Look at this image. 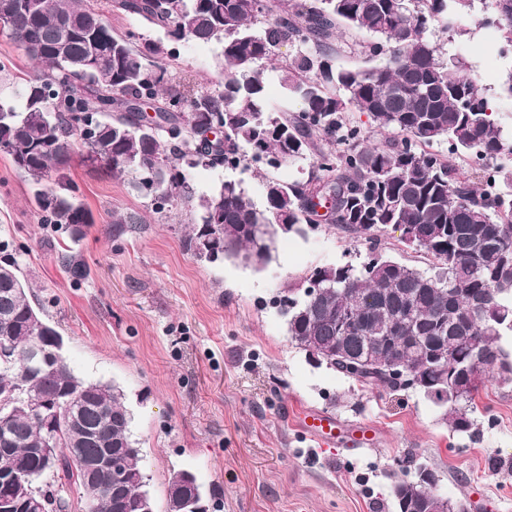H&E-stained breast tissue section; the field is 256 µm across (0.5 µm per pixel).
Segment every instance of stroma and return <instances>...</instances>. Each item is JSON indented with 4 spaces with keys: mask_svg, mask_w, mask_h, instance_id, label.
Masks as SVG:
<instances>
[{
    "mask_svg": "<svg viewBox=\"0 0 512 512\" xmlns=\"http://www.w3.org/2000/svg\"><path fill=\"white\" fill-rule=\"evenodd\" d=\"M491 15L484 0L461 24L472 70L496 118L510 126L512 99L501 85L512 47L488 25ZM162 63L173 76L213 87L224 75L216 42L180 45ZM69 175L94 220L76 242L42 224L32 186L0 153V244L61 332L74 373L123 390L157 512L181 470L195 476L208 512H396L390 487L412 461L438 470L439 494L467 512H512V382L487 377L477 428L459 433L423 393L361 387L310 362L289 339L280 298L314 268L363 261L365 242L323 227L278 235L259 270L238 260L201 262L181 246L188 218L180 211L153 214L128 182L79 154ZM224 180L243 181L262 201L256 172L200 169L191 184L202 193ZM127 212L140 215V230L113 235V214ZM67 244L88 268L78 283L56 261ZM298 408L372 425L375 442L359 451L318 444L289 418Z\"/></svg>",
    "mask_w": 512,
    "mask_h": 512,
    "instance_id": "1",
    "label": "stroma"
}]
</instances>
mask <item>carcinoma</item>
Wrapping results in <instances>:
<instances>
[{
	"label": "carcinoma",
	"mask_w": 512,
	"mask_h": 512,
	"mask_svg": "<svg viewBox=\"0 0 512 512\" xmlns=\"http://www.w3.org/2000/svg\"><path fill=\"white\" fill-rule=\"evenodd\" d=\"M476 0H109L166 40L112 32L100 0H0L11 25L0 36L36 63L19 71L22 104L0 96V151L37 189L34 205L46 224L79 240L93 223L75 196L68 171L75 147L130 184L155 214L180 207L192 216L183 248L213 263L202 240L221 258L263 261L277 224L306 236L325 223L360 239L371 231L366 260L333 265L313 304L305 295L281 299L288 336L302 350L362 387L404 389L387 374L403 361L420 376L418 390L444 408L451 429L469 432L483 376L497 370L512 381L502 336L512 334V130L494 118L462 54L445 52L431 27L449 41L468 35L459 20ZM492 23L512 46V0H492ZM369 34L364 52L380 63L366 69L336 63L337 26ZM222 44L224 81L217 87L175 81L159 59L170 43ZM297 47L279 66L280 82L297 102L290 113L266 106L262 63L282 45ZM367 114L389 134L368 145L347 121L348 109ZM152 110L154 115L147 114ZM224 124V150L212 156L204 125ZM448 143V155L426 150ZM307 164V177L267 175ZM263 172L258 204L233 180L198 194L191 174L205 169ZM328 201L324 222L314 199ZM136 213L114 216V232L139 230ZM424 253L420 271L377 253L380 236ZM78 281L87 271L71 250L56 251ZM18 263L0 257V473L46 493V512H69L67 490H83L86 512H156L146 490L141 450L132 438V412L116 385L85 380L70 368L64 339L44 310L32 305ZM53 355L46 369L42 352ZM472 365L478 380L448 401L455 370ZM54 411L53 432L37 412ZM118 453L128 477L118 503L85 479L82 459ZM187 472L174 473L165 512H206L203 493ZM398 512H436L426 492L407 493L397 480Z\"/></svg>",
	"instance_id": "cac0c4a2"
}]
</instances>
